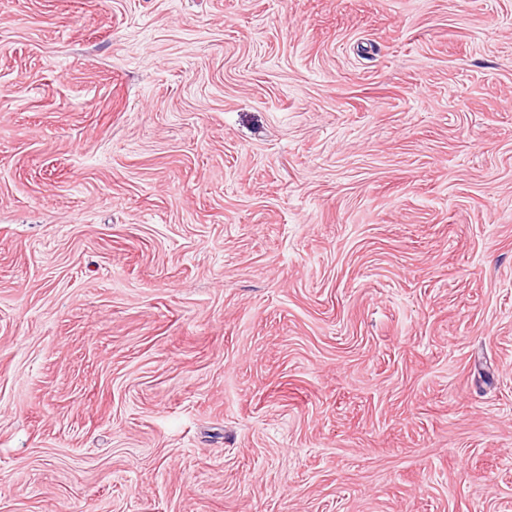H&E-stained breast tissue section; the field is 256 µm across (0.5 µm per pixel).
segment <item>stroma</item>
<instances>
[{
	"label": "stroma",
	"instance_id": "obj_1",
	"mask_svg": "<svg viewBox=\"0 0 512 512\" xmlns=\"http://www.w3.org/2000/svg\"><path fill=\"white\" fill-rule=\"evenodd\" d=\"M0 512H512V0H0Z\"/></svg>",
	"mask_w": 512,
	"mask_h": 512
}]
</instances>
